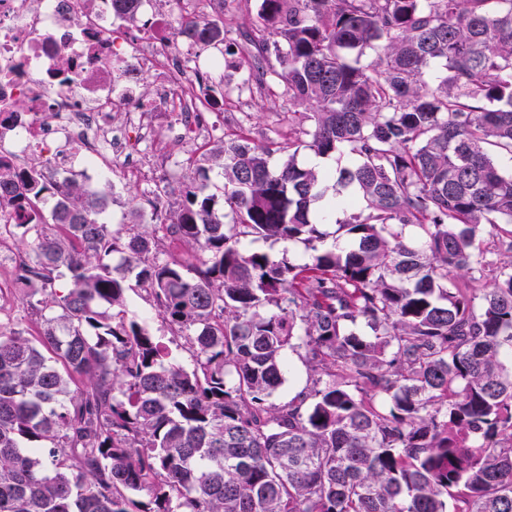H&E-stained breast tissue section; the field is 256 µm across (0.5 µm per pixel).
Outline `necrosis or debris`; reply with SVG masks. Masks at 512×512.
<instances>
[{"label": "necrosis or debris", "mask_w": 512, "mask_h": 512, "mask_svg": "<svg viewBox=\"0 0 512 512\" xmlns=\"http://www.w3.org/2000/svg\"><path fill=\"white\" fill-rule=\"evenodd\" d=\"M112 0H0V165L38 163L61 181L81 166L89 178L113 174L134 153L108 120L124 105L133 124L153 130L168 113L172 137L206 136L200 106L178 74L198 70L196 56L174 36L138 32L143 52L114 50ZM156 77L152 105L140 104L131 76ZM84 153H74V144Z\"/></svg>", "instance_id": "1"}]
</instances>
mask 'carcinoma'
<instances>
[{
    "instance_id": "cac0c4a2",
    "label": "carcinoma",
    "mask_w": 512,
    "mask_h": 512,
    "mask_svg": "<svg viewBox=\"0 0 512 512\" xmlns=\"http://www.w3.org/2000/svg\"><path fill=\"white\" fill-rule=\"evenodd\" d=\"M208 2L175 35L217 48ZM253 27L277 65L240 90L283 87L306 139L210 152L231 222L188 167L150 230L99 223L106 194L72 178L0 166V213L34 235L12 277L43 325L0 329V512H512V176L492 158L512 155V0H261ZM302 147L349 163L325 174ZM320 202L346 219L328 230ZM164 238L197 263L160 257ZM134 285L193 368L128 315ZM289 350L310 385L276 403Z\"/></svg>"
}]
</instances>
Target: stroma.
Returning a JSON list of instances; mask_svg holds the SVG:
<instances>
[{"label": "stroma", "mask_w": 512, "mask_h": 512, "mask_svg": "<svg viewBox=\"0 0 512 512\" xmlns=\"http://www.w3.org/2000/svg\"><path fill=\"white\" fill-rule=\"evenodd\" d=\"M258 7L259 0H224V27L232 51L224 55L220 66L210 70L211 85L228 88L240 82L242 71L238 62L249 58L253 52L246 35L252 29ZM287 110L288 99L278 91L225 97L222 106L206 115L212 128L206 138L190 143L170 137L160 143L163 159L149 178L116 174L111 180L97 181V189L108 196V204L100 216L101 223L115 227L136 224L144 214L151 216L154 223H162L166 214L175 208L180 192L173 189L153 205L149 202L150 191L157 184L171 185L175 172L184 167L191 157L199 161L198 181L207 183L210 193L222 196L224 176L220 169L201 162V154L215 148L221 138L231 134H242L253 142H262L268 129L277 125ZM7 280L6 272L0 270V327L23 331L25 336L31 338L38 336L41 330L39 315L22 300L16 289L7 287ZM126 309L145 324L154 336L160 338L184 367H191L190 355L179 347L177 338L171 335L167 323L143 290L135 288L127 292Z\"/></svg>", "instance_id": "obj_1"}]
</instances>
